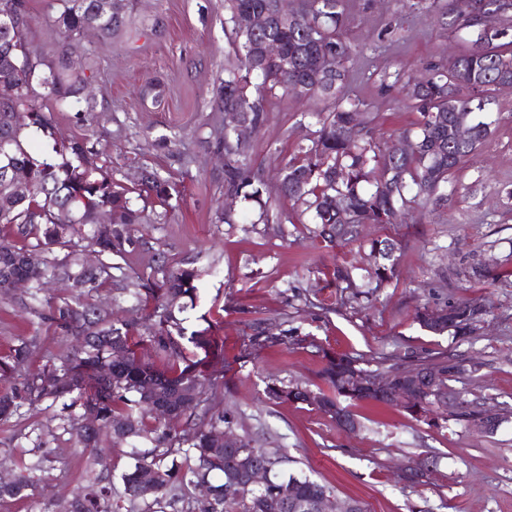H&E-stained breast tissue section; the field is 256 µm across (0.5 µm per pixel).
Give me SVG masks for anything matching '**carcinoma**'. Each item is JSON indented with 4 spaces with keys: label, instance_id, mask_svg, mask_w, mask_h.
<instances>
[{
    "label": "carcinoma",
    "instance_id": "carcinoma-1",
    "mask_svg": "<svg viewBox=\"0 0 512 512\" xmlns=\"http://www.w3.org/2000/svg\"><path fill=\"white\" fill-rule=\"evenodd\" d=\"M276 0H224V24L237 45L236 61L225 69L219 92L222 110L241 112L254 131L267 120L265 102L279 94L322 98L325 107L311 112L317 129L311 143L298 147L297 154L281 178V198L304 206L314 227L310 233L326 246H344L358 240L361 224H393L406 212L429 203L448 200L452 174L489 140L495 120L491 105L498 85L512 82V9L501 0H470L473 10L459 13L454 0H436L450 33L464 32L462 48L448 55L445 64L427 66L419 78L400 85L410 108L420 119L384 140L374 136L372 119L355 123L365 104L343 92L352 50L346 41L348 22L346 0H318L313 12H300L282 25L254 31L244 25L252 15L270 12ZM108 0H57L53 19L60 41L53 56L37 52L36 65L27 63L33 50L27 39L29 26H0V88L19 89L15 97L0 93V141L9 140L12 159L28 177L40 184L41 191L5 205L0 204V224L15 229L13 239H0V292L10 291L16 278L32 276L26 263L29 254H46L42 276L31 281L19 305L25 313L49 324L59 334L75 339L72 354L44 367L29 371L19 391L0 395V420L20 414L24 403L31 405L50 399L61 404L58 428L75 438L81 448H98L99 433H90L82 420L94 413L101 429L112 431V424L125 421L127 437L143 440L145 449L132 454L133 463L121 474L124 499H112V481L96 478L83 487L66 512H165V507L187 502L189 512H268L267 502L280 498L289 503L285 512H315V503L331 494V489L296 472H285L288 456L280 449L257 448L244 439L243 446L228 451L211 440V433L230 424L224 412L206 408L218 386L213 359L224 357V341L208 330L191 333L176 316L180 301L193 299L199 270L183 261H163L153 274L130 279L122 262L136 247L147 242L149 228L166 219L167 213L150 217L136 206L129 189L115 183L102 167L90 168L84 154L93 151L86 138L59 142L53 137L46 103L54 108L77 106L82 112L97 111L95 98L87 97L90 83L86 74L73 72L68 59L78 52L85 57V69L94 61L82 44L83 30L92 26L97 36L109 40L127 26L125 16L107 8ZM492 9L503 10L504 30H489L479 15ZM272 40L279 43V62L258 60L251 46ZM334 56L336 79L316 76L314 55ZM458 121L473 129L466 143L453 139L449 126ZM30 130L42 134L47 148L40 154L28 150L25 138ZM224 149V191L248 199L260 211L264 224L277 226L280 237L288 236L279 206L265 197L264 180L250 164V143L226 133L216 140ZM389 158L392 173L386 184L379 172V161ZM145 192L153 193L164 205L176 187L154 169L147 170L142 182ZM108 210L121 220L112 237L97 235L96 217ZM88 239L102 255L99 266L84 267L78 257L79 242ZM397 243L389 238L374 239L367 254L368 267L356 276L345 266L319 270L326 286L336 289L350 305L370 300L386 287L396 273ZM60 276L74 281L78 294L58 300L42 295L43 277ZM98 288L115 290L113 299L129 305L134 317L119 316L91 301ZM474 305L461 300L440 308L422 307L415 319L421 327L445 329L448 323L460 331L471 329L467 310ZM249 333L235 360L247 362L255 352L277 345H300L305 338L295 328L269 332L265 322L248 324ZM318 378L332 391L272 379L266 384V397L275 402L304 403L328 415L343 426L353 419L349 405L374 402L393 406L384 392L369 385L375 376L391 378L393 386L408 387L420 381V411L403 407L412 418L427 424L455 420L473 424L485 404L479 398L459 395L462 412L441 410L436 396L422 383L428 375L441 378L448 386V370L461 372V365L446 357L435 363L379 364L374 369L361 366L347 354L322 352ZM27 343L0 357V372L13 373L24 367ZM359 375L368 381L353 393L343 389L344 378ZM193 388L200 398L202 413L173 412L161 418L154 404L171 395ZM271 466L268 484L244 487L234 482L240 460ZM40 461L20 460L15 481L0 484V498L24 499L33 489L30 472ZM155 476L154 491L141 493L142 477ZM212 496L186 501L190 488L211 478Z\"/></svg>",
    "mask_w": 512,
    "mask_h": 512
}]
</instances>
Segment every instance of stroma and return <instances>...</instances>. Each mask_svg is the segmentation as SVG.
Returning <instances> with one entry per match:
<instances>
[{
	"label": "stroma",
	"mask_w": 512,
	"mask_h": 512,
	"mask_svg": "<svg viewBox=\"0 0 512 512\" xmlns=\"http://www.w3.org/2000/svg\"><path fill=\"white\" fill-rule=\"evenodd\" d=\"M27 9L32 46L50 50L59 39L55 0H27ZM349 12L346 90L375 115L377 134L388 135L417 119L394 86L397 77L447 58L455 42L425 5L412 10L403 0H351ZM125 14L133 36L84 40L96 59L91 87L99 121L72 108L55 112L54 121L59 138H89L114 181L134 187L138 168L149 167L178 190L166 222L128 256L126 273L149 275L162 252L197 259V296L181 317L188 328L208 326L223 337L226 355L237 353L249 320H286L311 341L305 348L263 349L254 363L227 372L228 384L217 388L212 404L231 414L232 431L286 449L291 471L332 487L338 499L361 498L369 512H512V277L499 275L512 260V88L498 92L493 135L456 173L442 209L363 225V240L400 241L397 272L372 307L340 310L335 289L316 269L362 266L357 245L327 248L303 229L281 239L274 227L253 224V206L241 199L234 204L241 224L214 221L224 190L223 160L214 151L224 115L214 101L234 60L224 0H125ZM313 107L295 96L266 105L251 160L264 170L270 197L278 195L280 169L315 129ZM462 298L492 304L471 335L435 334L414 318L418 306ZM24 340L31 369L72 350L69 340L30 322L0 296V356ZM322 350L360 358L370 369L384 359L448 356L467 367L453 390L484 397L504 420L485 433L452 420L430 426L398 407L361 402L351 407L358 428L349 432L310 406L266 399L272 378L320 386ZM53 415L40 405L0 422V478H10L19 455L35 450L45 458L33 473V497L2 499L0 512H63L90 478L119 476L130 464L125 443L90 459L56 429ZM414 459L426 460L424 476L401 472Z\"/></svg>",
	"instance_id": "obj_1"
}]
</instances>
